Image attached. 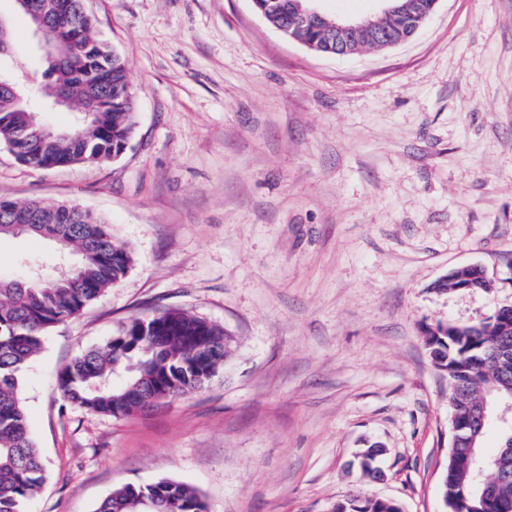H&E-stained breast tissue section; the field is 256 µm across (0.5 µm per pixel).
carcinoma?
Returning <instances> with one entry per match:
<instances>
[{
  "instance_id": "carcinoma-1",
  "label": "carcinoma",
  "mask_w": 512,
  "mask_h": 512,
  "mask_svg": "<svg viewBox=\"0 0 512 512\" xmlns=\"http://www.w3.org/2000/svg\"><path fill=\"white\" fill-rule=\"evenodd\" d=\"M291 8L292 0H257L256 5L259 11H270L269 22L276 27L288 25ZM69 22L87 51L54 45L45 53L44 83L27 87L22 98L0 90V144L35 168L110 162L121 156L134 132L133 90L125 61L95 36V20L74 10ZM60 84L75 102H85L93 91L112 111L92 107L87 122L69 130V137L46 136L32 122L31 112L42 108ZM19 207L49 209L38 199L18 204L1 198L0 239L21 234L41 237L60 251L76 252L78 260L75 268L43 283L28 276L0 278V512H23L45 480V466L19 397L22 368L52 327L96 302L132 266L130 248L113 238L106 218L83 209L71 224H29L21 231L13 216ZM446 327L447 335L428 336L425 344L437 365L448 371L449 421L467 426L472 411L483 402L494 410L502 403L512 404V334L505 339L477 325L451 320ZM227 341L223 327L179 309L156 313L146 329L141 318L133 317L103 346L66 363L58 372L57 388L72 406L95 414H126L149 403L161 385L168 387L173 398L200 390L210 378L203 375L189 344L201 346L206 359L222 368ZM494 428L499 431L500 445L485 460L500 461L509 476L477 487L470 448L482 450L486 434ZM506 437L505 427L491 417L477 428L475 439L450 440L442 482L450 512L512 510V456L504 452ZM139 498L162 501L170 512H207L196 490L170 479L118 487L95 512H122ZM334 512H401V508L392 500L354 496L337 502Z\"/></svg>"
}]
</instances>
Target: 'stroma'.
<instances>
[{
	"mask_svg": "<svg viewBox=\"0 0 512 512\" xmlns=\"http://www.w3.org/2000/svg\"><path fill=\"white\" fill-rule=\"evenodd\" d=\"M86 8L135 90L131 145L34 170L0 144V198L102 215L134 263L22 370L46 467L24 512H95L165 478L209 512H333L358 494L449 512L448 375L424 330L512 303V0H438L411 40L345 57L289 40L252 0ZM0 18L42 74L15 0ZM26 257L57 265L46 239L2 238L0 277ZM466 264L492 288L435 290ZM168 308L232 336L208 386L120 418L62 400L63 364ZM375 441L378 482L359 466Z\"/></svg>",
	"mask_w": 512,
	"mask_h": 512,
	"instance_id": "35a3bbf8",
	"label": "stroma"
}]
</instances>
